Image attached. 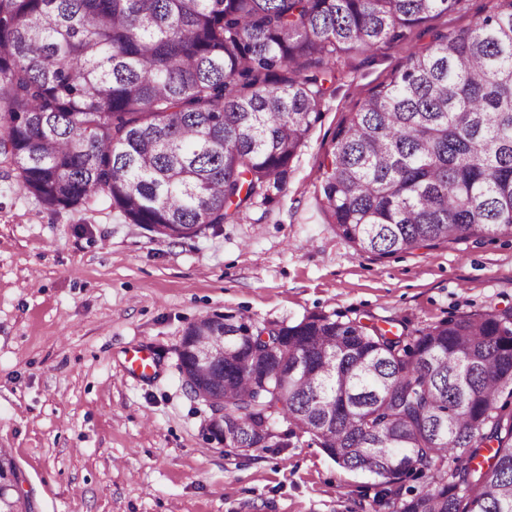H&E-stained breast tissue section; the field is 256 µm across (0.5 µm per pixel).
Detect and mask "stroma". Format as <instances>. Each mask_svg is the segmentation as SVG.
<instances>
[{
  "label": "stroma",
  "mask_w": 512,
  "mask_h": 512,
  "mask_svg": "<svg viewBox=\"0 0 512 512\" xmlns=\"http://www.w3.org/2000/svg\"><path fill=\"white\" fill-rule=\"evenodd\" d=\"M497 6L460 0L407 41L339 62L285 190L191 239L127 223L103 196L48 210L0 170V448L35 512H368L377 479L309 435L247 456L206 441L209 410L186 394L177 348L206 315L356 318L415 335L512 306V238L379 259L339 237L317 202L319 161L368 89L433 33ZM140 349L151 376L126 371Z\"/></svg>",
  "instance_id": "stroma-1"
}]
</instances>
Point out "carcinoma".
<instances>
[{
    "mask_svg": "<svg viewBox=\"0 0 512 512\" xmlns=\"http://www.w3.org/2000/svg\"><path fill=\"white\" fill-rule=\"evenodd\" d=\"M458 2L0 0V166L50 209L103 194L160 238L197 237L285 188L326 94L309 69L402 41ZM318 200L363 254L512 237V0L435 35L347 113ZM212 345L224 359L198 364ZM178 357L187 394L224 410L210 442L285 448L299 431L379 479L387 512H512L509 309L414 338L214 315ZM15 472L0 450V512H28Z\"/></svg>",
    "mask_w": 512,
    "mask_h": 512,
    "instance_id": "carcinoma-1",
    "label": "carcinoma"
}]
</instances>
